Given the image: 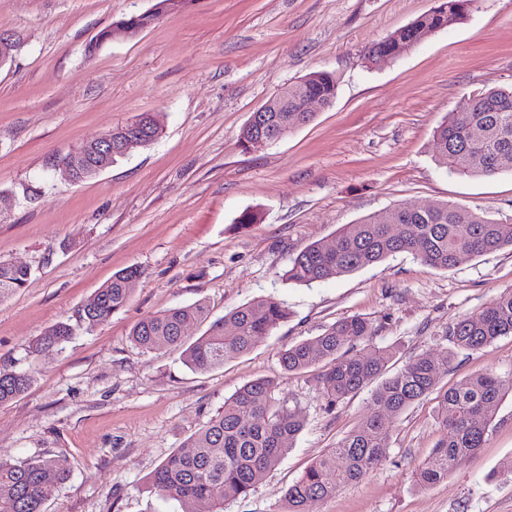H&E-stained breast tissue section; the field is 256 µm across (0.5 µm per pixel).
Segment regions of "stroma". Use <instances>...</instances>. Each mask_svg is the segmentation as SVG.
Masks as SVG:
<instances>
[{"mask_svg": "<svg viewBox=\"0 0 512 512\" xmlns=\"http://www.w3.org/2000/svg\"><path fill=\"white\" fill-rule=\"evenodd\" d=\"M156 0H0V29L20 37L0 66V260L35 275L0 301V368L32 383L0 405V452L47 456L68 472L43 512H185L146 481L244 384L276 380L304 429L281 462L224 512H281L288 487L369 409L371 389L326 410L318 369L286 373L281 352L360 316L362 344L401 356L447 355L449 327L512 288V250L432 269L400 254L309 286L282 275L307 245L394 207L461 203L512 218V173L468 178L434 159V131L470 94L512 84V0H476L459 22L380 67L369 45L427 13L435 0H191L138 35L86 47ZM314 70L336 76L332 104L255 150L240 132L252 112ZM164 130L80 183L59 157L135 115ZM261 220L241 230L243 210ZM140 267L127 305L93 331L78 311L114 273ZM273 297L290 316L249 352L199 374L172 351L130 340L143 318L206 300L212 319ZM58 322L61 347L29 355ZM480 372L503 399L483 448L443 481L417 472L441 436L439 395ZM389 456L360 482L307 512H512V336L455 356L434 393L386 418Z\"/></svg>", "mask_w": 512, "mask_h": 512, "instance_id": "1", "label": "stroma"}]
</instances>
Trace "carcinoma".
<instances>
[{"label":"carcinoma","instance_id":"obj_1","mask_svg":"<svg viewBox=\"0 0 512 512\" xmlns=\"http://www.w3.org/2000/svg\"><path fill=\"white\" fill-rule=\"evenodd\" d=\"M475 0H436V5L407 26L371 44L365 55L377 66L412 50L426 37L462 20ZM334 73L313 71L288 85V108L275 102L264 129L266 142L311 122L315 113L303 112L305 98L318 97L329 105L336 97ZM469 111L450 112L434 132L435 161L467 177L491 178L512 171V86L491 88L469 99ZM481 130L473 139L470 131ZM406 209H389L356 224L342 225L327 241L314 242L292 258L282 278L310 285L343 276L400 253L448 271L464 259L512 247V219L494 220L456 203L438 202L410 216ZM34 270L0 260V300L25 288ZM143 271L128 267L95 292L78 312V321L91 330L108 321L130 299L129 280ZM203 300L171 308L137 323L131 331L135 346L146 351L179 350L184 364L204 373L224 360L250 351L288 319V307L274 298L243 304L224 318L209 322L195 340L179 335L185 323L208 322ZM73 328L60 322L49 327L30 347L38 355L71 339ZM375 328L363 317L340 320L320 335L285 349L280 364L289 373L323 365L318 383L327 410L360 392L375 380L370 410L313 462L290 485L285 512H305L307 503L325 499L342 484L356 483L381 465L388 455L384 419L405 410L430 394L448 373L460 351L476 352L502 336H512V289H506L477 316H462L448 330L452 350L445 357L420 353L406 357L390 372L397 356L382 348L366 356L356 345L370 342ZM31 384L28 372L0 369V405L21 396ZM277 383L257 379L224 400V408L189 438L191 451L170 454L150 475L151 491L191 507L190 512H224L227 500L244 499L263 475L279 464L304 418L297 406L276 397ZM502 381L492 372L473 375L464 385L444 392L438 415L442 434L418 472L423 486L436 484L483 447L490 419L501 400ZM66 478L50 457L13 458L0 455V512H43L45 501Z\"/></svg>","mask_w":512,"mask_h":512}]
</instances>
